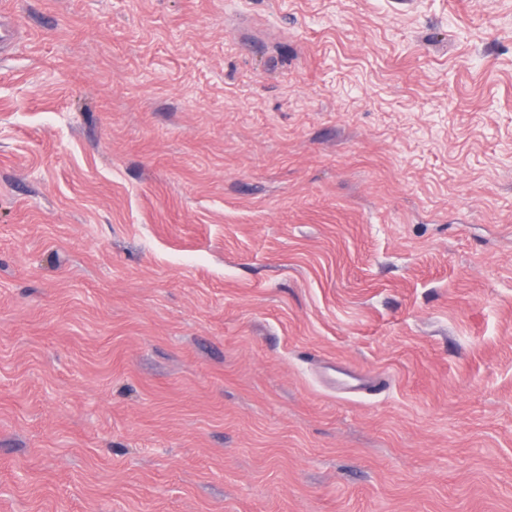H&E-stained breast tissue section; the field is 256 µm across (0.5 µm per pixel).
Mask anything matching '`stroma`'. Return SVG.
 <instances>
[{"instance_id": "35a3bbf8", "label": "stroma", "mask_w": 512, "mask_h": 512, "mask_svg": "<svg viewBox=\"0 0 512 512\" xmlns=\"http://www.w3.org/2000/svg\"><path fill=\"white\" fill-rule=\"evenodd\" d=\"M0 512H512V0H9Z\"/></svg>"}]
</instances>
